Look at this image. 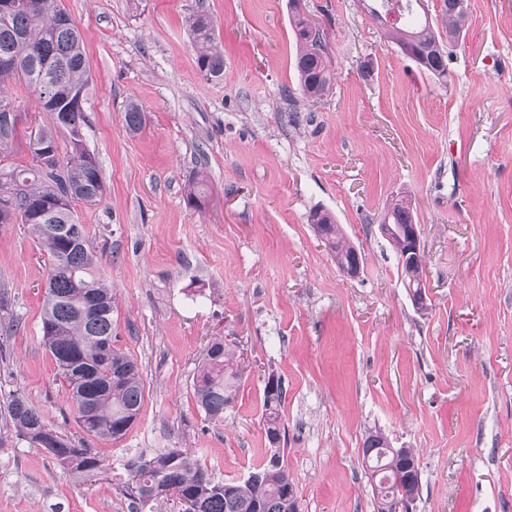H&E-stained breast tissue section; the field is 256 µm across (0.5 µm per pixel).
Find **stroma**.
I'll return each mask as SVG.
<instances>
[{
  "instance_id": "stroma-1",
  "label": "stroma",
  "mask_w": 512,
  "mask_h": 512,
  "mask_svg": "<svg viewBox=\"0 0 512 512\" xmlns=\"http://www.w3.org/2000/svg\"><path fill=\"white\" fill-rule=\"evenodd\" d=\"M89 60L83 129L105 193L76 204L115 296L112 331L137 360L144 403L125 436L86 435L44 345V255L28 225L0 224V405L20 393L113 472L186 448L218 481L270 453L262 372L286 398L285 464L301 512H379L363 442L415 449L412 512H512V0H469L464 41L440 83L405 56L362 0H303L329 39L336 83L296 87L292 0H61ZM208 11L224 75L196 66L187 19ZM6 160L30 167L47 124L31 88ZM145 115L125 129L129 103ZM203 173L212 197L188 205ZM406 192L424 245L426 313L413 308L378 230ZM333 213L361 251L345 277L307 217ZM232 336L257 372L220 422L193 394L207 341ZM0 512H130L114 483L69 474L0 417Z\"/></svg>"
}]
</instances>
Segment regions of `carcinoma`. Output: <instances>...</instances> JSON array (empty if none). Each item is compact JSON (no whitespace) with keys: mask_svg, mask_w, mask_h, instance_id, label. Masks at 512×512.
Here are the masks:
<instances>
[{"mask_svg":"<svg viewBox=\"0 0 512 512\" xmlns=\"http://www.w3.org/2000/svg\"><path fill=\"white\" fill-rule=\"evenodd\" d=\"M371 14L378 20L396 7L405 15L418 7L423 18L408 25L401 21L388 29L390 38L403 54L437 79L448 82L447 53L443 38L452 44L464 37L470 14L467 0H440L445 33H440L429 16L424 0H372ZM196 63L210 78L224 75V51L215 38L212 17L198 10L188 17ZM311 23L300 13L293 16L298 46L294 69L299 91L309 101L328 95L336 83L332 58L325 51L326 34L314 35ZM18 62L12 71L0 70V85L20 81L32 87L39 99L54 102L56 109L43 107L49 124L41 126L29 145L58 146V136L69 139L66 161L55 157L46 166L37 162L20 169L0 164V224H28L46 252L48 276L42 309L43 340L55 360L59 375L70 391L76 422L87 435L102 440L122 438L142 409L144 382L137 361L112 342V290L104 283L100 254L78 221L74 205L95 206L101 202L105 185L96 156L84 145L82 129L88 123L85 109L79 124L67 126L63 112L85 101L90 68L81 33L61 0H26L23 9L0 13V57ZM126 128L135 132L145 120L138 105H128ZM18 119L0 112V155L11 147ZM209 194L205 178L194 179L186 191L189 204L197 207ZM384 219L402 230L415 223L411 204L395 205ZM309 221L331 252L338 268L363 262L361 252L345 243L342 229L331 212L315 209ZM79 226L81 240L62 233L64 226ZM403 280L414 290L424 281V266L405 265ZM252 370L248 356L220 336L206 347L193 380L194 397L206 416L224 419V410L238 398L242 382ZM285 399L283 382L263 387L267 440L281 438L280 407ZM7 412L17 435L45 450L60 467L89 480L107 474L104 460L91 448H78L65 441L45 422L42 413L26 398L13 394ZM367 468L382 472L371 482L380 512H402L414 500L405 482L388 480L394 472L419 468L410 448H393L380 433L369 434L363 444ZM121 494L135 512H153L154 504L169 498L182 502L195 497L201 512H300L296 490L280 455V448L259 468L261 479L218 482L184 448H163L149 457L140 456L124 464Z\"/></svg>","mask_w":512,"mask_h":512,"instance_id":"1","label":"carcinoma"}]
</instances>
